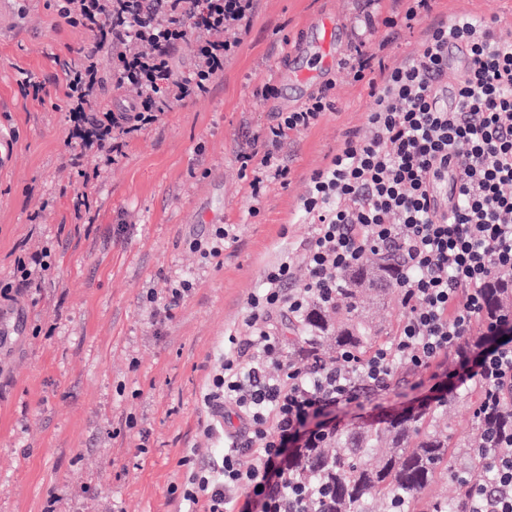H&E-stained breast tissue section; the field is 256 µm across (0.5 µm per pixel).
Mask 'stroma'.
<instances>
[{"label": "stroma", "mask_w": 512, "mask_h": 512, "mask_svg": "<svg viewBox=\"0 0 512 512\" xmlns=\"http://www.w3.org/2000/svg\"><path fill=\"white\" fill-rule=\"evenodd\" d=\"M56 0L0 8V288L23 246L52 247L40 290L0 298V512H180L188 464L218 446L203 392L229 336L249 332L248 301L266 266L296 257L312 228L300 216L312 170L349 133L367 137V84L335 71L333 107L283 154L288 185L250 197L238 155L288 111L276 80L287 43L321 14L354 18L360 0H258L238 54L209 94L175 105L132 138L126 156L84 181L64 97L65 69L91 36L61 23ZM43 85L23 94V80ZM88 195L84 223L73 199ZM125 232H118V225ZM235 225L222 263L192 249ZM181 278L194 288L163 327L146 300ZM396 391L348 414L375 426L419 407Z\"/></svg>", "instance_id": "35a3bbf8"}]
</instances>
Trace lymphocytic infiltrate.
Here are the masks:
<instances>
[{
  "label": "lymphocytic infiltrate",
  "mask_w": 512,
  "mask_h": 512,
  "mask_svg": "<svg viewBox=\"0 0 512 512\" xmlns=\"http://www.w3.org/2000/svg\"><path fill=\"white\" fill-rule=\"evenodd\" d=\"M431 2L390 0L384 13L380 0H366L352 25L341 68L368 85L372 134L348 136L311 173L301 212L312 233L297 259L265 270L249 301V335L232 338L209 378L206 432L221 434L224 447L189 468L187 512H301L289 454L335 433L334 418L364 408L369 395L390 392L400 368L410 372L413 390L437 403L478 379L483 413L512 404V316L483 318L485 286L512 280V19H434ZM256 7L257 0H59L63 23L94 36L65 72L82 157L117 165L129 139L172 106L208 94ZM382 27L421 29V52L393 59L390 38L376 36ZM187 44L194 68L181 77L172 58ZM452 45L466 49L458 72L448 63ZM107 58L114 88L135 91L118 109L92 100ZM444 87L454 92L449 111L437 105ZM329 107V91L321 89L278 113L263 148L240 153L252 197L270 183L287 184L285 144ZM450 182L453 204L441 193ZM382 249L395 250L401 272L395 288L403 315L393 340L363 354L344 351L330 363L289 357L275 316H299L312 302L334 304L341 273ZM477 329L491 344L449 361V350ZM485 454L492 479L469 489L463 512H512V431L491 432Z\"/></svg>",
  "instance_id": "obj_1"
}]
</instances>
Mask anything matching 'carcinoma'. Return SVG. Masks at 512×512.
Returning a JSON list of instances; mask_svg holds the SVG:
<instances>
[{
	"label": "carcinoma",
	"mask_w": 512,
	"mask_h": 512,
	"mask_svg": "<svg viewBox=\"0 0 512 512\" xmlns=\"http://www.w3.org/2000/svg\"><path fill=\"white\" fill-rule=\"evenodd\" d=\"M397 276L393 251L368 259L357 274H343L348 287L340 289L336 305L312 302L291 324L289 355L331 362L346 349L368 351L379 329L365 315L364 304L389 289ZM486 296L484 319L512 313L511 280L491 281ZM446 410L444 404L400 414L380 426L338 430L293 452L288 473L308 488L321 489L307 501L310 512H458L470 486L488 481L480 448L495 424L512 427V407H503L494 422L472 413L474 437L457 443L452 442V426L437 425ZM454 446L464 457L454 495L425 496Z\"/></svg>",
	"instance_id": "obj_1"
}]
</instances>
